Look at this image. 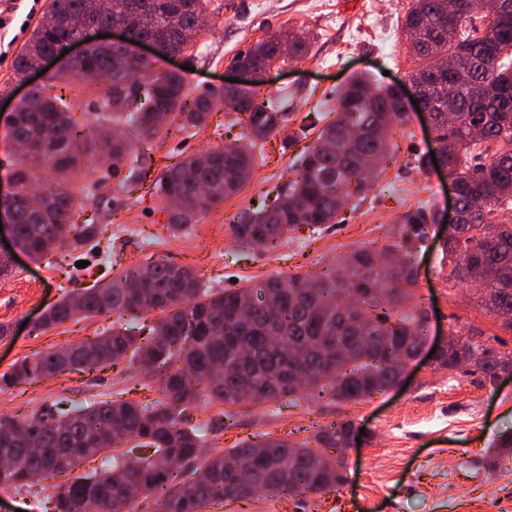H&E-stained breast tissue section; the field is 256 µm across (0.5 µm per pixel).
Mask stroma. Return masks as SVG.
Wrapping results in <instances>:
<instances>
[{
	"mask_svg": "<svg viewBox=\"0 0 512 512\" xmlns=\"http://www.w3.org/2000/svg\"><path fill=\"white\" fill-rule=\"evenodd\" d=\"M414 0H211L210 21L183 57L156 58L158 70L184 71L190 95L220 92L232 75L233 58L256 41L291 31L305 33L309 49L284 63L259 86L261 96L288 91L291 120L265 144L266 159L224 203L203 208L194 224L178 234L168 227L171 205L153 181L165 167L208 148L238 142L240 127L232 113L215 109L199 128H181L171 120L153 140L136 145L122 173L145 169L149 180L120 186L116 177L94 196L82 199L79 213L108 225L110 256L59 252L52 261L18 254L8 274L0 276V374L23 357L95 338L109 332L112 319L92 316L43 330V313L64 293L108 282L121 271L155 262L190 269L217 291L246 288L270 276H318L339 257L394 245L396 220L422 205L448 210V177L433 166L418 165L436 145L427 117L409 110L407 121L390 130V154L384 171L358 205H346L339 223L321 234L292 233L279 247L246 248L235 243L229 223L239 212L258 209L267 196L293 175L292 168L313 145L324 120L334 119V95L352 78L367 76L376 86L409 92L418 64L409 49L405 16ZM47 0H0V178H8L22 152L9 135L8 110L26 90L14 75L16 55L42 22ZM41 79L77 103L76 116L90 123L82 149L113 135L117 126L95 121L100 98L81 84L47 67ZM443 224L427 228V240L411 261L418 270L414 286L427 315V337L418 357L407 363L397 385L357 404L328 401L237 408L234 424L212 429L219 408H197L196 424L209 427L206 444L230 448L269 432L304 442L317 430L342 420L361 428L360 443L344 454L346 481L338 491L294 501L261 499L227 503L223 512H512V455L492 458L489 445L512 433V381L493 388L482 374L464 375L437 368L429 354L450 333L500 352H512V327L488 313L472 284L449 285V265L441 261ZM120 393L124 398H157L156 382L139 367L120 364L92 372L64 375L0 389V417L29 414L58 399L79 406Z\"/></svg>",
	"mask_w": 512,
	"mask_h": 512,
	"instance_id": "stroma-1",
	"label": "stroma"
}]
</instances>
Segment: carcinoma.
I'll return each instance as SVG.
<instances>
[{"label": "carcinoma", "instance_id": "1", "mask_svg": "<svg viewBox=\"0 0 512 512\" xmlns=\"http://www.w3.org/2000/svg\"><path fill=\"white\" fill-rule=\"evenodd\" d=\"M94 0H49L55 26H37L14 61L22 77L32 61L59 46L86 22L109 25L127 0H113L116 11L96 14ZM144 24L136 35L157 37L163 48H185V34L209 11L210 0H137ZM499 0H455L448 20L442 0H415L405 19L410 48L426 65L410 80H429L434 128L449 143L448 178L455 181L461 221L441 246L451 264L452 284L469 280L455 257L464 254L478 272L489 312L512 327V17L498 15ZM490 18L483 34L473 13ZM308 51L304 36L279 57L275 43L254 44L233 65L289 62ZM453 60L467 76L455 86L453 105L441 89L452 78L434 73V57ZM142 81H127L123 49H97L65 77L76 81L84 70L100 72V87L118 119L143 138L157 134L172 114L181 128L196 127L219 104L230 106L245 128L241 142L207 149L167 168L155 182L162 196L178 201L169 227L180 231L205 206L237 192L264 157V143L288 121V98H259L244 89L226 88L216 96L202 92L186 100L183 74H157L150 60ZM36 108L22 107L11 123L15 141L31 146L14 169L19 195L14 244L38 261L55 249L102 251L103 224L77 222L78 197L99 183L54 185L41 194L42 206L27 199L42 171L63 173L78 166L73 145L85 137L70 100L34 90ZM407 113L396 91L356 79L336 96V118L322 127L318 141L302 153L295 177L273 204L243 212L230 221L234 239L246 246L273 248L304 226L315 231L336 223L338 201L371 190L375 173L388 160V133ZM502 141L508 150L492 149ZM131 139L122 136L99 145L117 172ZM437 211L419 207L399 218L398 242L381 254L351 252L325 279L301 275L270 277L250 288L212 291L188 269L155 263L126 269L110 283L92 285L49 307L39 326L62 324L77 315L154 313L160 318L140 341L121 327L95 339L40 357H25L0 379L7 387L68 371H92L123 362L153 373L159 397L146 401L90 400L76 410L60 401L41 414L0 418V456L11 458L0 470V484L33 490L50 485L56 512H208L211 505L240 499L295 498L334 492L345 482L344 449L355 426L346 420L317 431L315 447L263 434L226 450L203 451L193 423L199 401L242 406L277 403L296 396L338 404L357 403L394 384L421 347L426 320L412 303L417 269L399 259L426 239ZM441 366L478 352L471 363L494 385L498 372L512 371V353H500L471 339L455 337ZM112 461L100 473L76 474L91 457Z\"/></svg>", "mask_w": 512, "mask_h": 512}]
</instances>
